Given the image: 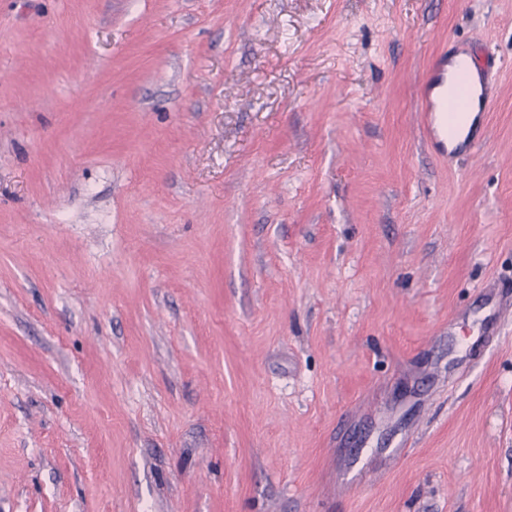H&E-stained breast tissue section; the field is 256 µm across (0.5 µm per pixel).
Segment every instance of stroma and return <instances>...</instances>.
Listing matches in <instances>:
<instances>
[{"label": "stroma", "mask_w": 512, "mask_h": 512, "mask_svg": "<svg viewBox=\"0 0 512 512\" xmlns=\"http://www.w3.org/2000/svg\"><path fill=\"white\" fill-rule=\"evenodd\" d=\"M510 293L512 0H0V512H512ZM446 65V58L444 56L438 57L424 74L421 87L420 112H423L424 122L427 124V127L431 125L432 113L442 112L447 140H452L460 119L468 115L472 105L470 64L462 63L459 66L455 90L450 97L443 98L439 95L437 99H434L432 97L434 89L443 85V72ZM458 97H461V105L456 112H451L450 104ZM448 114L453 117L452 122L449 124V129Z\"/></svg>", "instance_id": "stroma-1"}]
</instances>
